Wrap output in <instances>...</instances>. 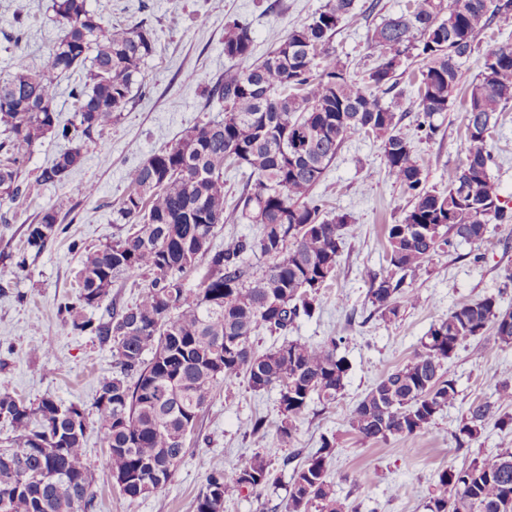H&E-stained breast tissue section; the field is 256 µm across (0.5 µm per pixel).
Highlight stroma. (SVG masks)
I'll return each instance as SVG.
<instances>
[{
    "mask_svg": "<svg viewBox=\"0 0 512 512\" xmlns=\"http://www.w3.org/2000/svg\"><path fill=\"white\" fill-rule=\"evenodd\" d=\"M25 2L27 34L20 46L4 39L14 26L17 2ZM327 0H88L91 10L115 25L147 21L155 33V49L142 70L144 88L133 105L101 136L88 142L82 164L66 182L39 185L35 177L63 150V142L44 138L31 150L24 178L31 187L25 198L0 203V378L10 382L16 397L35 402L44 397L80 406L90 425L85 454L96 491L94 512H191L212 471L232 469L262 455L282 482L263 491L228 494L224 512H283L286 483L292 474L285 461L305 459L323 437L337 436V449L327 475L338 499L358 512H426L424 505L438 472L462 466L473 458L492 459L512 449V431L488 427L470 449L457 448L452 437L462 413L478 398L492 394L496 383L512 378V347L485 337L486 350L474 357L461 349L451 366L459 396L425 431L379 442L361 441L348 427L345 414L387 372L412 357L422 336L449 310L486 296L500 309L512 310V224H493L478 245H461L432 257L405 280L418 296L416 305L395 322H383L367 301V271L386 267L385 225L401 219L410 198L384 170L378 142L349 135L312 196L328 213L347 214L352 227L338 261L335 278L323 288L319 315L299 321L289 334L309 342L341 335L340 355L349 362L345 386L329 408L311 405L298 421L296 438L282 443L278 393H255L240 378L217 389L202 414L197 436L178 465L172 481L157 494L132 501L112 479L109 450L97 433L93 401L98 379L115 365L112 345L71 329L64 304L76 302L77 272L82 259L113 240L125 237L128 224L118 209L126 192L128 170L152 153L176 143L186 131L207 119H222L219 103L208 91L229 62L224 57L228 25H247L254 40V58L272 50L297 25L307 22ZM408 0H355V16L343 23L333 45L350 71L364 72L379 55L369 32L385 18L405 11ZM50 0H0V75L10 72L16 54L39 64L60 28L49 21ZM418 77L405 73L383 100L402 114L401 128L412 142L428 186L445 189L464 157V98L438 122L433 137L416 128L409 109L417 97ZM490 174L502 202L512 206V103L498 114L490 141ZM76 184L93 186L92 196L73 195ZM55 209L64 233L42 251L25 244L29 224L46 209ZM24 269H15L17 260ZM354 323H347V315ZM263 417L264 436L249 432L251 419ZM404 486V495L393 493Z\"/></svg>",
    "mask_w": 512,
    "mask_h": 512,
    "instance_id": "obj_1",
    "label": "stroma"
}]
</instances>
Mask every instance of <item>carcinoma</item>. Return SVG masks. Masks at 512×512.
Listing matches in <instances>:
<instances>
[{
  "label": "carcinoma",
  "mask_w": 512,
  "mask_h": 512,
  "mask_svg": "<svg viewBox=\"0 0 512 512\" xmlns=\"http://www.w3.org/2000/svg\"><path fill=\"white\" fill-rule=\"evenodd\" d=\"M355 0H327L311 20L293 27L261 60L231 66L212 86L224 118L208 119L177 143L127 172L128 191L119 213L135 233L86 255L79 272L78 304L64 306L72 330L112 342L118 371L99 380L93 407L96 427L110 449L112 474L133 481L121 488L135 501L172 479L200 414L221 384L241 376L255 392L278 389L277 435L294 440L309 405L328 406L344 388L349 366L337 354L341 336L318 343L288 338V331L320 308V293L335 274L350 229L345 214L328 216L311 198L345 138L357 132L379 142L388 176L410 195V209L386 226L387 267L369 275L368 303L384 322L396 321L417 303L405 277L437 252L480 244L488 224H512L490 175L489 142L495 114L512 101V45L486 53L468 89L464 112L465 158L442 191L426 186L401 117L382 95L396 84L405 62H420L416 112L430 138L434 118L448 111L462 64L477 35L512 16V0H410L406 11L376 26L377 64L358 79L332 46L353 13ZM50 20L60 38L31 68L22 55L0 79V201L21 192L20 177L33 145L52 137L68 147L37 181H64L80 164L86 141L101 135L142 89L141 68L154 51L151 29L104 23L87 0H51ZM253 38L234 23L224 35L230 61L252 55ZM81 73L70 90L74 115L60 120L51 89ZM249 171L233 209L234 219L259 226L253 239L237 238L218 251L210 239L224 215V167ZM58 213L49 209L28 225L26 246L41 250L56 234ZM210 273L196 289L183 279L199 258ZM249 256L255 263L245 264ZM144 276L139 300L117 306L110 298L118 275ZM102 310L97 320L82 313ZM264 329L281 342L261 351ZM492 335L512 346V311L492 296L460 305L435 323L404 365L381 377L349 411L348 427L365 441L414 435L455 404L457 380L447 369L467 342ZM512 382L473 401L453 431L458 448L477 442L489 424L512 429ZM51 398L25 403L0 382V421L10 431L0 448V512H92L93 475L84 454L87 430L72 431ZM335 442L293 469L284 512H356L336 498L327 480ZM270 463L255 455L243 466L206 476L194 512H224V498L242 489L277 484ZM427 512H512V451L474 459L438 474Z\"/></svg>",
  "instance_id": "1"
}]
</instances>
